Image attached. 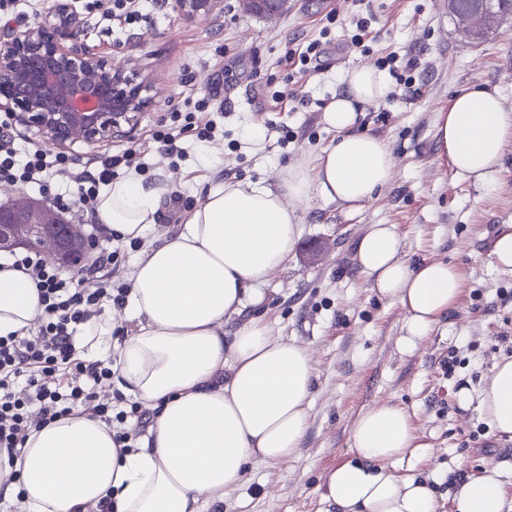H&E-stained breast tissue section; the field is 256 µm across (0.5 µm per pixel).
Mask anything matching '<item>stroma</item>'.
<instances>
[{
  "label": "stroma",
  "instance_id": "stroma-1",
  "mask_svg": "<svg viewBox=\"0 0 512 512\" xmlns=\"http://www.w3.org/2000/svg\"><path fill=\"white\" fill-rule=\"evenodd\" d=\"M70 2L83 43L155 81L154 101L139 115L132 139L148 138L180 105L186 81L198 95L214 92L229 101L220 118L208 107L197 114L203 123L216 119L223 140L206 146L185 138L179 167L156 146L147 148L144 180L169 186L160 224L134 247L107 232L100 236L105 247L124 250L128 272L159 235L182 228L209 189L228 181L272 185L289 164L320 154L336 137L321 114L348 69L377 64L391 52L420 63L413 76L421 96L401 92L367 107L356 127L389 143L390 186L358 211L317 199L299 204L298 246L266 286L262 311L274 333L312 352L316 383L305 445L287 462L250 470L223 500L205 503L204 512H326L323 476L351 459L354 422L377 404L410 414L417 447L394 467L427 481L437 512H453V480L464 469L497 468L512 493V437L492 434L475 408L457 401L459 388L481 385L512 352V272L496 269L490 254L497 227L512 225V144L494 183L483 186L455 176L436 135L439 112L476 87L496 92L512 110V18L475 42L457 27L448 0H373L377 20L360 48L346 35L353 0H291L274 20L241 12L239 0H224L223 14L209 19L185 18L171 4L151 22L115 30L87 0ZM329 13L335 24L326 23ZM320 36L317 72L299 99L276 108L262 79L281 83L287 50ZM371 224L393 225L407 260H445L465 275L458 305L410 352L398 345L403 311L372 294L354 260ZM452 350L457 364L448 376L443 362Z\"/></svg>",
  "mask_w": 512,
  "mask_h": 512
}]
</instances>
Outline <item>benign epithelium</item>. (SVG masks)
Returning <instances> with one entry per match:
<instances>
[{
	"instance_id": "7a95c632",
	"label": "benign epithelium",
	"mask_w": 512,
	"mask_h": 512,
	"mask_svg": "<svg viewBox=\"0 0 512 512\" xmlns=\"http://www.w3.org/2000/svg\"><path fill=\"white\" fill-rule=\"evenodd\" d=\"M188 17L224 11V0H175ZM288 0H247L245 11L268 17ZM464 31L474 33L498 20L489 7L473 10L453 2ZM64 21L38 22L23 33L0 35V109L20 124L35 128L53 148L65 151L77 142L108 141L128 134L148 107L147 83L112 64L78 40L79 18L67 3L58 5ZM81 224L65 220L44 199L18 192L0 206V251L30 248L72 270L86 262Z\"/></svg>"
}]
</instances>
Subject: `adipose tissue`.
Listing matches in <instances>:
<instances>
[{
  "label": "adipose tissue",
  "instance_id": "ef3b65f1",
  "mask_svg": "<svg viewBox=\"0 0 512 512\" xmlns=\"http://www.w3.org/2000/svg\"><path fill=\"white\" fill-rule=\"evenodd\" d=\"M343 83L322 113L336 139L313 162L285 168L273 187L227 182L209 190L178 234L159 238L135 263L123 341L113 340L117 323L108 316L91 318L75 336L85 360L116 356L117 390L154 410L143 442L122 447L110 425L87 413L58 418L0 466L1 498L19 512H203L204 500L223 499L250 467L298 455L315 383L311 353L250 309L301 237L294 202L317 198L357 210L392 180L387 142L353 131L363 106L387 97V75L364 64ZM437 139L457 176L488 182L512 142V112L487 90L456 95L438 116ZM166 192L128 175L100 194L95 218L125 240L143 238L158 224ZM400 251L391 225L372 224L355 258L372 291L403 309L400 344L413 349L455 308L463 277L443 261L410 264ZM38 315L30 276L0 268V335L26 334ZM458 400L476 405L495 433L512 436V358L495 363L478 389H460ZM414 441L405 410L363 411L352 429L353 460L323 476L332 512H436L426 481L389 468ZM454 501L456 512H505L499 472L466 476Z\"/></svg>",
  "mask_w": 512,
  "mask_h": 512
}]
</instances>
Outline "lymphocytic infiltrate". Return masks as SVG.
<instances>
[{
    "instance_id": "lymphocytic-infiltrate-1",
    "label": "lymphocytic infiltrate",
    "mask_w": 512,
    "mask_h": 512,
    "mask_svg": "<svg viewBox=\"0 0 512 512\" xmlns=\"http://www.w3.org/2000/svg\"><path fill=\"white\" fill-rule=\"evenodd\" d=\"M324 48L313 40L289 50L285 62L288 80L284 90L274 92L275 100L298 96L300 79L310 73V64ZM182 106L169 114L166 129L152 132L151 138L167 155H181L177 141L193 135L199 141L216 138V123L196 126L194 109L203 108L194 91L181 94ZM139 145H130L115 154L94 160V170H74L69 158L40 147L18 156L13 146L11 125L0 121V182L10 185L46 186L62 181L70 186L68 198L54 197L64 212L80 217L94 212L99 188L108 184L120 168L144 170ZM13 267L33 280L41 306L37 326L25 336H0V450L16 457L31 431L73 412H87L105 422H126L129 414L114 411L110 397L100 395L99 385L112 377V362L84 360L73 338L80 327L97 315L103 304L122 305L126 290L113 287L120 273L117 252L100 250L91 263L67 271L35 251H12L7 255Z\"/></svg>"
}]
</instances>
